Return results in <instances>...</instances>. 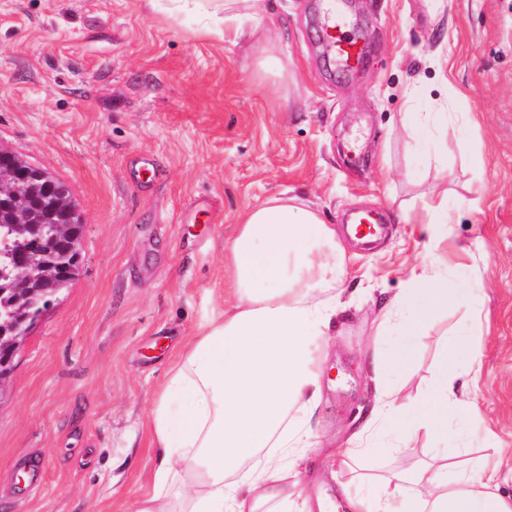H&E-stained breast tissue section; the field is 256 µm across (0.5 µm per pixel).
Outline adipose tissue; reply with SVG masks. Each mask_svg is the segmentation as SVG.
<instances>
[{"instance_id": "1", "label": "adipose tissue", "mask_w": 512, "mask_h": 512, "mask_svg": "<svg viewBox=\"0 0 512 512\" xmlns=\"http://www.w3.org/2000/svg\"><path fill=\"white\" fill-rule=\"evenodd\" d=\"M151 11L190 23L202 35H241L263 0H145ZM429 246L407 269L406 286L374 319L363 356L373 385L367 418L337 442L332 462L389 453L412 428L434 439L468 406L481 370L468 324L443 344L424 395L397 378L413 368L417 343L448 307L474 315L476 280L448 285L440 244L451 224L447 192L431 195ZM343 250L336 230L296 198L272 196L249 207L224 251L235 301L181 342L148 413L162 464L135 512H314L315 502L287 481L273 449L317 447L311 425L323 397L314 343L346 315L335 290ZM498 464L467 465L436 452L340 488L346 512H512Z\"/></svg>"}]
</instances>
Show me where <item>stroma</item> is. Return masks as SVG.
Returning <instances> with one entry per match:
<instances>
[{
	"instance_id": "stroma-1",
	"label": "stroma",
	"mask_w": 512,
	"mask_h": 512,
	"mask_svg": "<svg viewBox=\"0 0 512 512\" xmlns=\"http://www.w3.org/2000/svg\"><path fill=\"white\" fill-rule=\"evenodd\" d=\"M321 0H264L235 41L196 33L141 0H0V146L65 184L85 224L82 267L44 311L0 397V512H134L157 450L147 413L179 341L229 305L224 248L245 210L281 192L335 226L337 280L351 308L329 339L313 422L337 440L372 395L357 363L373 345L381 299L405 286L429 242L427 202L447 191L448 280L481 284L472 342L482 369L470 408L448 426L470 458L512 471V0H341L363 38L354 76L326 46ZM270 45L286 66L263 74ZM460 101L417 165L406 113ZM138 157L160 172L146 188ZM382 210L387 233L362 248L345 217ZM456 310L421 337L423 392ZM320 453L284 459L310 497H338Z\"/></svg>"
}]
</instances>
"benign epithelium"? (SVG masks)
<instances>
[{"label": "benign epithelium", "mask_w": 512, "mask_h": 512, "mask_svg": "<svg viewBox=\"0 0 512 512\" xmlns=\"http://www.w3.org/2000/svg\"><path fill=\"white\" fill-rule=\"evenodd\" d=\"M0 204L12 212L17 232L38 245L42 244L44 223H55L59 233L47 248L56 251L61 261L58 266L46 264L39 248L17 258V275L8 288L11 310L8 319L0 322L1 391L13 377L16 356L30 333L28 319L32 311L58 294L63 287L61 279H74L79 273L83 226L76 208L67 202L52 176L2 147Z\"/></svg>", "instance_id": "benign-epithelium-1"}]
</instances>
